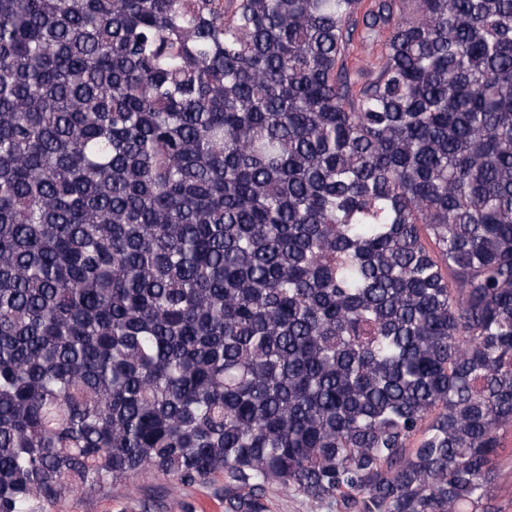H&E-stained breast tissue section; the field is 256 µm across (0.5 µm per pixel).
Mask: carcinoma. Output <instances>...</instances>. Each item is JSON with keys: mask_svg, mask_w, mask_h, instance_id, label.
Wrapping results in <instances>:
<instances>
[{"mask_svg": "<svg viewBox=\"0 0 512 512\" xmlns=\"http://www.w3.org/2000/svg\"><path fill=\"white\" fill-rule=\"evenodd\" d=\"M510 429L512 0H0V512H502ZM51 512H225L224 475L178 486L146 475L130 491L117 486L88 491L58 503ZM268 512H339L336 503L317 504L301 494L273 489L268 494Z\"/></svg>", "mask_w": 512, "mask_h": 512, "instance_id": "1", "label": "carcinoma"}]
</instances>
